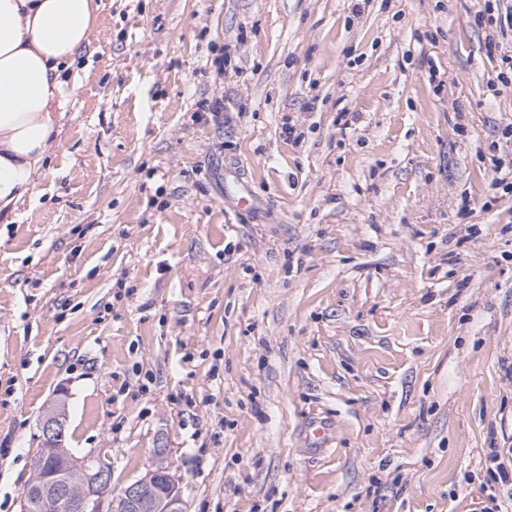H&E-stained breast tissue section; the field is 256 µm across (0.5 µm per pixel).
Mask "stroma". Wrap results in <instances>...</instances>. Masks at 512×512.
Masks as SVG:
<instances>
[{
	"label": "stroma",
	"instance_id": "35a3bbf8",
	"mask_svg": "<svg viewBox=\"0 0 512 512\" xmlns=\"http://www.w3.org/2000/svg\"><path fill=\"white\" fill-rule=\"evenodd\" d=\"M103 4L0 223V512L60 402L113 492L165 446L186 512L512 507V36L476 0Z\"/></svg>",
	"mask_w": 512,
	"mask_h": 512
}]
</instances>
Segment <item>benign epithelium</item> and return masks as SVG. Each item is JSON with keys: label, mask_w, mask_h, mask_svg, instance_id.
Returning <instances> with one entry per match:
<instances>
[{"label": "benign epithelium", "mask_w": 512, "mask_h": 512, "mask_svg": "<svg viewBox=\"0 0 512 512\" xmlns=\"http://www.w3.org/2000/svg\"><path fill=\"white\" fill-rule=\"evenodd\" d=\"M65 431L63 416L44 417V442L64 441ZM35 467L44 472V477L23 490L22 512H51L59 506L67 512H184L181 487L167 468L149 469L114 495L112 469L93 450L76 456L64 448L54 459L42 452ZM75 475L81 486L76 494L72 491Z\"/></svg>", "instance_id": "7a95c632"}]
</instances>
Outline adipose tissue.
Here are the masks:
<instances>
[{
	"mask_svg": "<svg viewBox=\"0 0 512 512\" xmlns=\"http://www.w3.org/2000/svg\"><path fill=\"white\" fill-rule=\"evenodd\" d=\"M102 0H0V215L32 196L60 145L80 82L67 72L91 44Z\"/></svg>",
	"mask_w": 512,
	"mask_h": 512,
	"instance_id": "ef3b65f1",
	"label": "adipose tissue"
}]
</instances>
